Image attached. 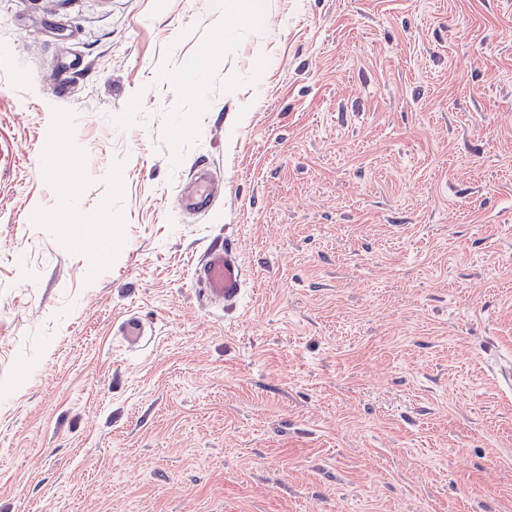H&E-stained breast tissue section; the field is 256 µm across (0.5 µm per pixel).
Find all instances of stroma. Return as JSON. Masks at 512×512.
Masks as SVG:
<instances>
[{
	"instance_id": "stroma-1",
	"label": "stroma",
	"mask_w": 512,
	"mask_h": 512,
	"mask_svg": "<svg viewBox=\"0 0 512 512\" xmlns=\"http://www.w3.org/2000/svg\"><path fill=\"white\" fill-rule=\"evenodd\" d=\"M234 2L0 0V512H512V0ZM220 180L209 165L196 164L188 172L186 184L179 196L182 212L205 216L209 214L216 199ZM194 278L214 299L224 302V311L236 309L245 284V274L234 240L224 238L209 246L193 265Z\"/></svg>"
}]
</instances>
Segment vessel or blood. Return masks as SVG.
<instances>
[{
  "label": "vessel or blood",
  "mask_w": 512,
  "mask_h": 512,
  "mask_svg": "<svg viewBox=\"0 0 512 512\" xmlns=\"http://www.w3.org/2000/svg\"><path fill=\"white\" fill-rule=\"evenodd\" d=\"M218 183L219 178L211 166H192L179 196L181 211L199 216L209 214L215 203ZM193 272L197 285L211 298L221 300L225 311L236 309L244 290L245 274L234 240L209 246L194 263Z\"/></svg>",
  "instance_id": "vessel-or-blood-1"
}]
</instances>
